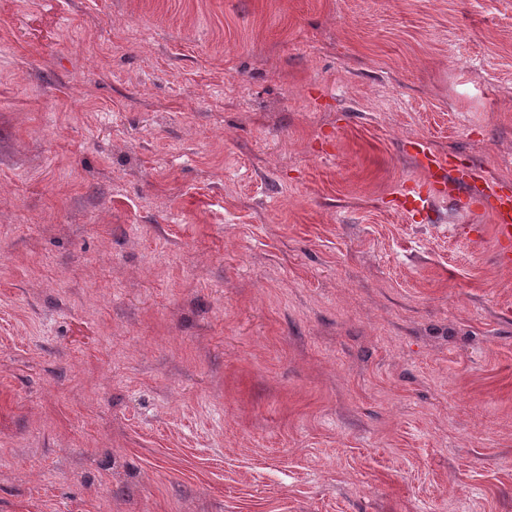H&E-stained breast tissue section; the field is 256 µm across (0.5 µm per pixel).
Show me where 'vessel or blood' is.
Masks as SVG:
<instances>
[{
  "label": "vessel or blood",
  "mask_w": 512,
  "mask_h": 512,
  "mask_svg": "<svg viewBox=\"0 0 512 512\" xmlns=\"http://www.w3.org/2000/svg\"><path fill=\"white\" fill-rule=\"evenodd\" d=\"M406 150L424 172L420 181L404 191L407 211L429 213L434 201L442 198L468 216L490 214L494 221L495 258L502 267L511 268L512 187L484 181L475 165L435 153L424 141H410Z\"/></svg>",
  "instance_id": "b4317fda"
}]
</instances>
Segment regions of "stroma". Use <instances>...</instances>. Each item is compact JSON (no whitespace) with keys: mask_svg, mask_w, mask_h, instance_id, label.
<instances>
[{"mask_svg":"<svg viewBox=\"0 0 512 512\" xmlns=\"http://www.w3.org/2000/svg\"><path fill=\"white\" fill-rule=\"evenodd\" d=\"M512 0H0V512H512ZM408 154L425 176L403 194L405 209L413 214H428L436 199H447L455 209L470 217L490 214L494 221L495 258L504 268L512 267V187L483 180L474 164L458 163L455 155L435 153L422 140H412ZM480 189H473L476 183Z\"/></svg>","mask_w":512,"mask_h":512,"instance_id":"35a3bbf8","label":"stroma"}]
</instances>
